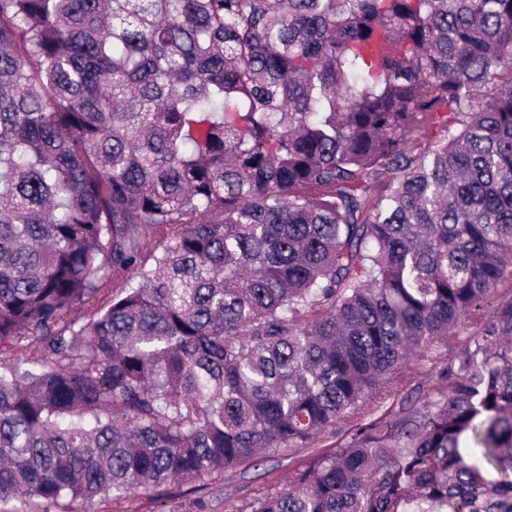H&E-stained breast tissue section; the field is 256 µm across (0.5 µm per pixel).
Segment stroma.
<instances>
[{
	"label": "stroma",
	"instance_id": "obj_1",
	"mask_svg": "<svg viewBox=\"0 0 512 512\" xmlns=\"http://www.w3.org/2000/svg\"><path fill=\"white\" fill-rule=\"evenodd\" d=\"M346 428L321 433L312 447L287 453L269 451L259 464L244 463L236 470L206 481H175L160 488L138 491L122 498H103L95 512H231L242 501L282 488L295 469L313 453L336 447L346 438Z\"/></svg>",
	"mask_w": 512,
	"mask_h": 512
}]
</instances>
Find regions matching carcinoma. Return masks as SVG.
<instances>
[{
	"label": "carcinoma",
	"mask_w": 512,
	"mask_h": 512,
	"mask_svg": "<svg viewBox=\"0 0 512 512\" xmlns=\"http://www.w3.org/2000/svg\"><path fill=\"white\" fill-rule=\"evenodd\" d=\"M509 280L512 0H0V502L512 512ZM498 288L502 289L492 294V296L488 298L487 301L481 303L480 306L476 308L475 315H468L462 319L458 326L454 329V333L457 334V350H463L466 347L470 337L479 327V325L475 323V316L488 318L492 315V313L496 312L498 308H501L506 304L510 295V290H508V288H510V283L507 281ZM444 358H446V352L441 347L431 345L411 357L406 371L409 375L415 376L418 381L430 379L429 382H426L427 386L424 391L428 389L429 385H437L438 388L447 391L448 384L437 380V372L442 366ZM348 436L347 427L329 429L309 448L287 453L270 450L258 466L250 461L204 483L174 481L122 498H102L94 512H231V507L242 501L281 489L311 455L336 448Z\"/></svg>",
	"instance_id": "carcinoma-1"
}]
</instances>
